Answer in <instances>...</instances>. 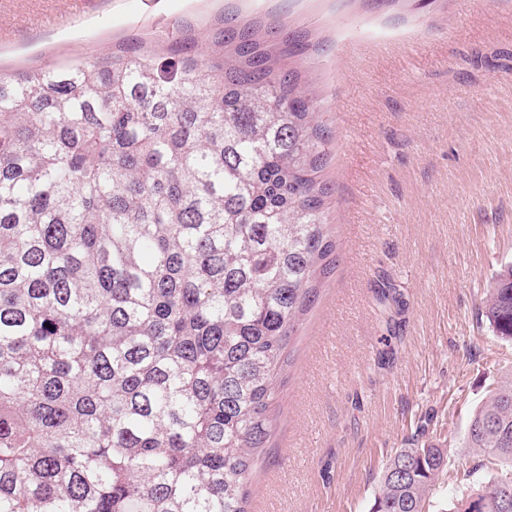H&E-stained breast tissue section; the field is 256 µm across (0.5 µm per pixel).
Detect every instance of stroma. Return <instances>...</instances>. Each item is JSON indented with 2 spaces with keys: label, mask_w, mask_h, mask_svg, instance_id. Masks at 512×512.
Instances as JSON below:
<instances>
[{
  "label": "stroma",
  "mask_w": 512,
  "mask_h": 512,
  "mask_svg": "<svg viewBox=\"0 0 512 512\" xmlns=\"http://www.w3.org/2000/svg\"><path fill=\"white\" fill-rule=\"evenodd\" d=\"M306 32L331 135L336 263L302 317L250 512H369L396 449L446 450L425 503L489 476L463 434L512 372L482 314L512 262V0H0V66L49 67L218 16Z\"/></svg>",
  "instance_id": "35a3bbf8"
}]
</instances>
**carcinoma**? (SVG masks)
Masks as SVG:
<instances>
[{
	"label": "carcinoma",
	"mask_w": 512,
	"mask_h": 512,
	"mask_svg": "<svg viewBox=\"0 0 512 512\" xmlns=\"http://www.w3.org/2000/svg\"><path fill=\"white\" fill-rule=\"evenodd\" d=\"M0 70V512H248L300 316L335 242L321 103L249 23ZM485 316L512 342V263ZM464 442L512 501V374ZM443 449L399 448L371 512H423Z\"/></svg>",
	"instance_id": "cac0c4a2"
}]
</instances>
